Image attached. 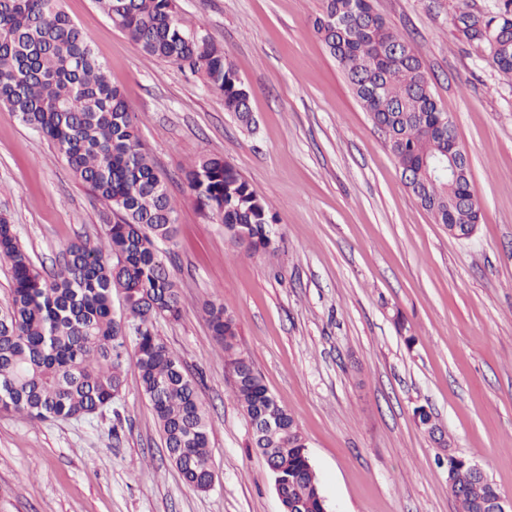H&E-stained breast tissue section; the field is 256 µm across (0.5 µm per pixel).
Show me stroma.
Masks as SVG:
<instances>
[{
    "mask_svg": "<svg viewBox=\"0 0 512 512\" xmlns=\"http://www.w3.org/2000/svg\"><path fill=\"white\" fill-rule=\"evenodd\" d=\"M372 4L415 46L468 151L480 206L470 239L450 236L406 188L385 134L313 31L322 0H175L180 22L223 46L249 86L248 128L203 77L145 58L93 0H62L141 117L176 204L166 265L182 313L155 331L198 381L217 479L206 492L184 482L130 362L120 395L92 416L0 412V512H282L205 320L209 301L233 316L241 350L295 417L327 512H458L451 453L512 499V82L453 24L466 8L495 15L500 2ZM204 155L224 157L271 204L274 253L246 252L198 207L184 172ZM110 214L0 104V215L35 266L61 264ZM420 406L443 440L418 424Z\"/></svg>",
    "mask_w": 512,
    "mask_h": 512,
    "instance_id": "obj_1",
    "label": "stroma"
}]
</instances>
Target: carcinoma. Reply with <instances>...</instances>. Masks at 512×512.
I'll return each mask as SVG.
<instances>
[{
  "label": "carcinoma",
  "mask_w": 512,
  "mask_h": 512,
  "mask_svg": "<svg viewBox=\"0 0 512 512\" xmlns=\"http://www.w3.org/2000/svg\"><path fill=\"white\" fill-rule=\"evenodd\" d=\"M97 9L141 52L193 74L224 96L225 111L251 126L250 90L224 48L209 35L187 31L174 0H94ZM512 0L486 18L463 11L462 37L486 46L484 31H502L494 67L512 81ZM372 122L387 128L388 146L405 186L435 221L458 237L476 223L468 204L448 199L472 192L471 176L448 184L421 173L425 162L448 151L446 117L412 45L374 12L371 0H323L313 24ZM0 104L17 112L50 142L72 173L112 211L96 242L68 244L64 265L46 273L33 263L15 226L0 216V260L12 286L0 314V411L32 421L77 420L112 404L133 361L143 396L158 421L168 457L196 490L208 491V412L179 357L155 333L160 319L179 318L181 296L170 279L161 243L173 242L176 207L139 137L140 118L105 75L91 38L62 9L61 0H0ZM185 179L199 207L248 252L275 251L272 206L228 161L202 156ZM122 300L115 316L113 296ZM214 340L224 347L232 393L249 424L261 413L279 414L278 431H254L282 492L283 505L324 512L325 498L292 414L272 396L249 356L239 349L234 319L214 303L203 307ZM453 480L469 512L497 494L475 483L459 465Z\"/></svg>",
  "instance_id": "cac0c4a2"
}]
</instances>
